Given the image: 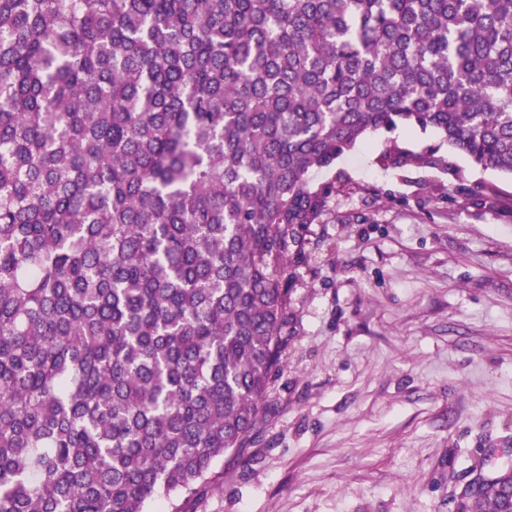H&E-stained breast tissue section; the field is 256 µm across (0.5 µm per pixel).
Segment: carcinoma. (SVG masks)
<instances>
[{
    "mask_svg": "<svg viewBox=\"0 0 512 512\" xmlns=\"http://www.w3.org/2000/svg\"><path fill=\"white\" fill-rule=\"evenodd\" d=\"M512 175V0H0V512L217 490L311 184L370 132ZM457 512H508L475 459Z\"/></svg>",
    "mask_w": 512,
    "mask_h": 512,
    "instance_id": "obj_1",
    "label": "carcinoma"
}]
</instances>
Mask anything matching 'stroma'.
<instances>
[{
	"instance_id": "1",
	"label": "stroma",
	"mask_w": 512,
	"mask_h": 512,
	"mask_svg": "<svg viewBox=\"0 0 512 512\" xmlns=\"http://www.w3.org/2000/svg\"><path fill=\"white\" fill-rule=\"evenodd\" d=\"M337 177L265 413L181 512H448L470 459L512 446V175L401 127L312 181Z\"/></svg>"
}]
</instances>
